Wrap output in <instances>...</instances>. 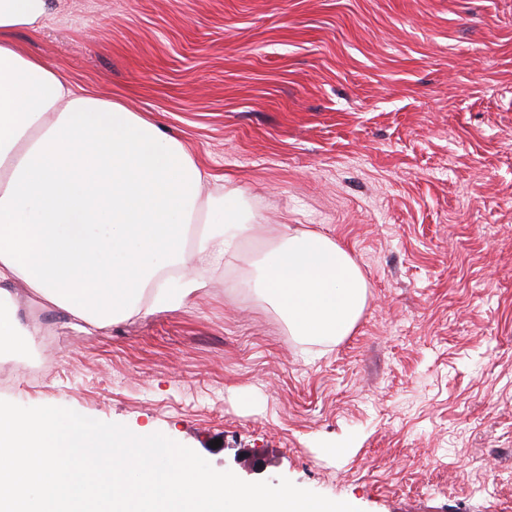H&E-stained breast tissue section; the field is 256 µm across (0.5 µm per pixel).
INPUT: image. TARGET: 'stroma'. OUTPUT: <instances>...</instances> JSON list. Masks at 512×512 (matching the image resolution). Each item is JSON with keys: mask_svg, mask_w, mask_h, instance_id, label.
<instances>
[{"mask_svg": "<svg viewBox=\"0 0 512 512\" xmlns=\"http://www.w3.org/2000/svg\"><path fill=\"white\" fill-rule=\"evenodd\" d=\"M172 132L264 236L338 242L367 302L316 341L248 284L87 335L10 283L48 362L0 400L160 432L359 512H512V0H53L12 35Z\"/></svg>", "mask_w": 512, "mask_h": 512, "instance_id": "1", "label": "stroma"}]
</instances>
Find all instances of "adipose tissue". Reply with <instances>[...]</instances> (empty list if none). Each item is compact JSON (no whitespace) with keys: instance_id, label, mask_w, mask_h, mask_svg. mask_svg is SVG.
Returning <instances> with one entry per match:
<instances>
[{"instance_id":"ef3b65f1","label":"adipose tissue","mask_w":512,"mask_h":512,"mask_svg":"<svg viewBox=\"0 0 512 512\" xmlns=\"http://www.w3.org/2000/svg\"><path fill=\"white\" fill-rule=\"evenodd\" d=\"M49 0H0V348L39 334L9 311L25 283L78 329L183 307L257 232L233 193L213 192L183 145L145 116L74 88L12 32L41 23ZM257 292L294 336L338 340L367 283L348 252L282 225L266 244Z\"/></svg>"}]
</instances>
